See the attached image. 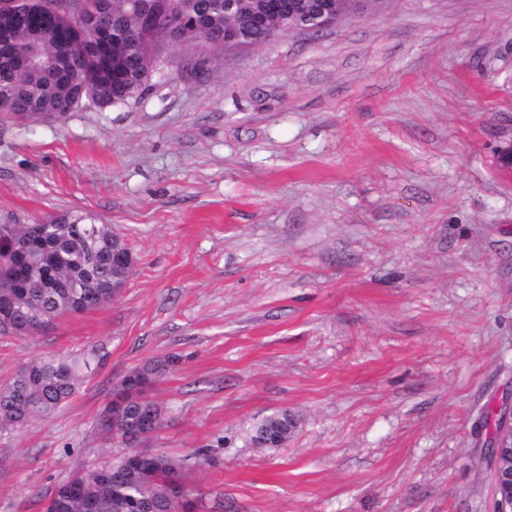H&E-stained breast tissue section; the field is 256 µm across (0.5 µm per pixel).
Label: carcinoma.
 <instances>
[{"label":"carcinoma","instance_id":"carcinoma-1","mask_svg":"<svg viewBox=\"0 0 512 512\" xmlns=\"http://www.w3.org/2000/svg\"><path fill=\"white\" fill-rule=\"evenodd\" d=\"M262 0H207L204 13L194 0H166L168 14L186 20L199 32L221 42L224 33L248 29L252 13ZM15 9L32 12L8 29L10 52L0 51V117L16 123L30 121L31 112L65 116L90 103L92 86H100L116 103L125 94L149 87L159 47L167 43L164 32L141 28L140 11L130 0H55L54 8L41 15L35 0H16ZM101 26L110 28L115 69L97 72L77 63L59 44V34L71 31L76 40L89 39ZM26 56L32 65L16 70L14 59ZM43 224H14L0 230V294L14 298L8 311L11 333L33 335L58 319L98 310L116 298L112 284L125 283L128 273L112 261V230H96L91 224L51 225L60 244L50 247L31 268L26 288H11V255L17 243L42 232ZM103 349L83 356L51 354L30 361L12 381L0 386V425L22 427L33 418H48L74 396L104 360ZM174 359L152 358L136 366L131 376L120 379L112 391L117 408L107 405L98 417L97 431L104 439L120 438L126 444L143 430L145 415H154L153 430L164 418L163 407L149 394L171 371ZM288 413L266 418L264 436L255 443L279 444L288 439ZM176 486L187 487L180 461L155 449L148 460L123 465H97L78 471L57 483L45 512H134L146 502L153 512H197L196 501L184 505L172 496Z\"/></svg>","mask_w":512,"mask_h":512}]
</instances>
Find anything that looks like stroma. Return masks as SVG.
Wrapping results in <instances>:
<instances>
[{"label":"stroma","mask_w":512,"mask_h":512,"mask_svg":"<svg viewBox=\"0 0 512 512\" xmlns=\"http://www.w3.org/2000/svg\"><path fill=\"white\" fill-rule=\"evenodd\" d=\"M511 142L512 0H374L204 60L166 46L144 94L0 122V224H109L137 260L111 304L0 335V385L108 354L51 418L0 427V512H44L117 455L94 428L113 384L171 355L149 445L213 512H494ZM283 410L288 440L256 445Z\"/></svg>","instance_id":"35a3bbf8"}]
</instances>
